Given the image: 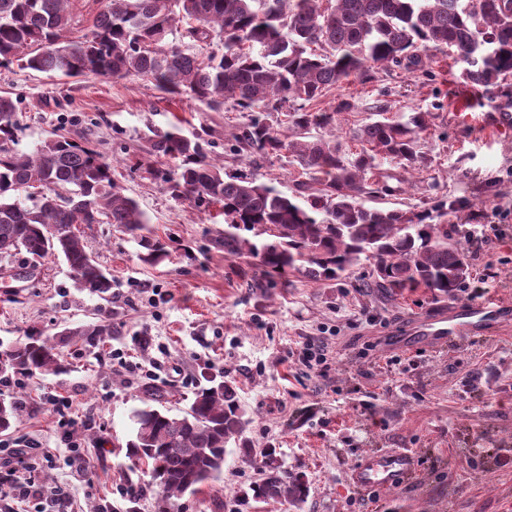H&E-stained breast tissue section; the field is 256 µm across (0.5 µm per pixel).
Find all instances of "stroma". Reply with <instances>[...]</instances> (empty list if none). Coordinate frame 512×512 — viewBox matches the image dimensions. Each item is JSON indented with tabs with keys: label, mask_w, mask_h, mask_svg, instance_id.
Returning a JSON list of instances; mask_svg holds the SVG:
<instances>
[{
	"label": "stroma",
	"mask_w": 512,
	"mask_h": 512,
	"mask_svg": "<svg viewBox=\"0 0 512 512\" xmlns=\"http://www.w3.org/2000/svg\"><path fill=\"white\" fill-rule=\"evenodd\" d=\"M432 67L430 82L399 69L375 70L367 82L350 76L319 105L354 103L333 128L345 155L359 151L353 133L373 120L377 101L391 120L432 112L419 139L420 166L409 174L383 164L392 194L363 203L420 210L454 201L437 221L467 243L471 276L442 299L424 289L390 296L365 287L366 264L314 284L297 274L272 281L255 261L225 257L220 205L199 209L171 198L147 169L173 162L152 157L150 139L174 128L201 134L225 172L294 194L302 176L290 154L236 148L233 135L250 113L214 111L134 76L71 79L0 67V93L20 100L19 149L32 151L54 133L89 141L144 211L145 235L168 250L165 261L150 264L117 225L86 228L90 252L112 276L106 300L78 288L62 259L35 269L23 254L0 261V352L41 334L53 339L63 365L0 381V399L26 405L0 434V463L13 449L37 448L42 512H54L59 487L73 512H112L125 486L140 490L135 512H155L146 476L118 446L132 434L135 409L181 413L207 377L235 385L248 424L242 442L225 448L219 478L177 499V512H512V330H490L450 350L400 345L414 319L471 302L474 288L486 302L512 296V127L501 126L512 115V79L493 98H477L447 53L434 52ZM477 225L486 239L472 246ZM101 320L112 333L96 345L70 334ZM311 339L330 353L310 370L294 352ZM57 401L67 402L75 428L60 424ZM383 448L413 451L414 478L388 491L353 486L350 470ZM270 465L304 477L307 497H255Z\"/></svg>",
	"instance_id": "obj_1"
}]
</instances>
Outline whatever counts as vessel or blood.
<instances>
[{
  "label": "vessel or blood",
  "mask_w": 512,
  "mask_h": 512,
  "mask_svg": "<svg viewBox=\"0 0 512 512\" xmlns=\"http://www.w3.org/2000/svg\"><path fill=\"white\" fill-rule=\"evenodd\" d=\"M512 323V299L489 303L459 304L441 308L423 319L413 334L419 344L444 348L474 334L500 329ZM415 459L405 449H383L365 455L351 471V482L362 489L393 488L413 471Z\"/></svg>",
  "instance_id": "obj_1"
}]
</instances>
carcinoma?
<instances>
[{"instance_id":"1","label":"carcinoma","mask_w":512,"mask_h":512,"mask_svg":"<svg viewBox=\"0 0 512 512\" xmlns=\"http://www.w3.org/2000/svg\"><path fill=\"white\" fill-rule=\"evenodd\" d=\"M72 0H0V66L20 62L44 73L135 76L172 96L217 110L226 103L247 112H284L293 139L286 140L255 116L234 139L247 149L286 151L308 179L285 195L244 174H226L210 158L211 141L178 130L158 133L151 153L178 161L171 171L152 170L174 199L224 209V254L255 258L262 275L298 273L318 283L342 277L353 266H372L366 288L393 295L427 288L448 296L465 287V250L448 238V225L432 223L429 210L366 207V194L391 191L385 162L409 172L420 165L419 135L432 119L418 110L401 121L367 122L355 132L362 143L350 157L336 141L312 134L354 104L341 99L330 111L307 105L352 74L364 79L396 67L430 78L429 52L450 49L459 79L492 95L512 77V0H100L91 34L69 37ZM196 42L219 37L222 51L202 57L168 41L176 18ZM17 100L0 95V260L25 252L34 259L62 257L78 286L112 293V278L86 249L82 225L104 218L136 235L146 218L112 179V165L88 143L59 136L32 153L16 150ZM37 185L27 205L14 194ZM274 228L270 237L266 230ZM143 260L167 256L163 244L143 236ZM90 345L112 335V323L70 329ZM59 370L50 339L28 335L14 346L0 379ZM23 411L0 400V433ZM127 455L144 466L157 512L216 477L224 448L247 424L237 392L226 381L201 385L189 406L172 415L145 407L133 414ZM264 500L301 501L307 485L269 467L252 487Z\"/></svg>"}]
</instances>
